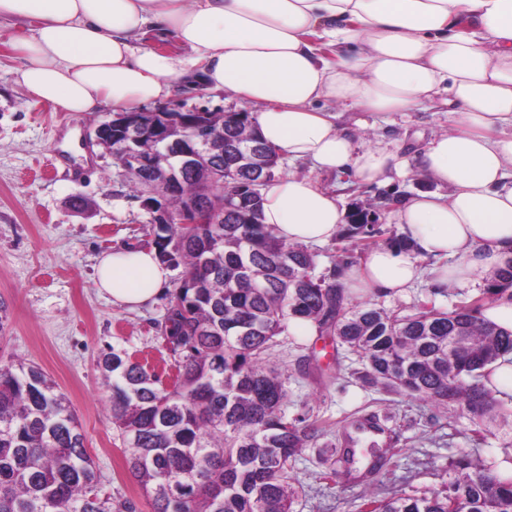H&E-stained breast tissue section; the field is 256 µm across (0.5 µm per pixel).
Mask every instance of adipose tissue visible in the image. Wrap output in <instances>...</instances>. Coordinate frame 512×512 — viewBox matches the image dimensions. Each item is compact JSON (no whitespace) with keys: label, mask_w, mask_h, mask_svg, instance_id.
I'll return each mask as SVG.
<instances>
[{"label":"adipose tissue","mask_w":512,"mask_h":512,"mask_svg":"<svg viewBox=\"0 0 512 512\" xmlns=\"http://www.w3.org/2000/svg\"><path fill=\"white\" fill-rule=\"evenodd\" d=\"M15 81L59 112L135 111L186 81L255 110L259 136L288 160L384 187L408 165L436 190L390 218L410 252L376 247L343 265L348 294H400L435 259L433 282L465 284L512 260V0H0ZM171 49L144 45L148 34ZM445 100L453 131L406 159L359 146L330 105L391 114ZM339 200L288 174L264 191L263 224L290 243L333 240ZM170 272L153 249H119L96 265L100 292L151 304Z\"/></svg>","instance_id":"1"}]
</instances>
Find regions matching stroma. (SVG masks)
Instances as JSON below:
<instances>
[{
	"mask_svg": "<svg viewBox=\"0 0 512 512\" xmlns=\"http://www.w3.org/2000/svg\"><path fill=\"white\" fill-rule=\"evenodd\" d=\"M14 65L0 59V301L7 307L0 359L37 365L58 384L82 426L103 493L131 500L136 512H152L128 472L130 450L112 425L110 393L97 360L115 348L164 373L169 359L160 325L168 297L130 310L113 304L95 283L101 253L146 246L149 213L128 175L95 141L96 127L112 118V110L54 111L15 83ZM341 120L363 145L382 142L410 155L453 128L441 102L391 115L348 109ZM279 172L312 177L347 210L433 187L413 167L386 187L360 186L304 162L281 161ZM487 280L479 274L472 284L438 288L426 274L405 294L377 295L373 301L405 314L425 307L448 310L485 296ZM267 364L285 379L288 417L327 423L295 456L292 512H362L363 495L381 499L440 486L449 479V462L463 452L495 474L512 475L501 426L454 404L438 406L365 382L366 359L334 337L277 336ZM369 413L386 420L392 462L380 474L366 475L368 449L358 444L350 471L336 470L352 420Z\"/></svg>",
	"mask_w": 512,
	"mask_h": 512,
	"instance_id": "1",
	"label": "stroma"
}]
</instances>
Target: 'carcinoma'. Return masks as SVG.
Instances as JSON below:
<instances>
[{"label": "carcinoma", "instance_id": "carcinoma-1", "mask_svg": "<svg viewBox=\"0 0 512 512\" xmlns=\"http://www.w3.org/2000/svg\"><path fill=\"white\" fill-rule=\"evenodd\" d=\"M210 133L229 136L240 162L207 159L224 173L214 195L190 172L168 202L176 214L192 198L224 217L192 229L155 224L147 246L182 268L169 292L163 334L174 360L171 386L126 353H102L112 424L131 446L128 470L152 512H291L288 480L297 450L322 428L290 419L280 374L266 367L274 338L291 319L335 336L368 361L364 377L396 391L454 403L483 415L495 401L484 369L512 352V332L482 316L484 302L449 311L402 314L367 303L351 306L339 272L316 273L315 255L262 224V190L279 156L265 146L268 177L256 184L245 162L263 145L250 112H205ZM174 120L168 142L184 143ZM385 205L355 207L347 236H385L370 216ZM512 288V264L491 274L487 293ZM455 478L419 494L370 497L369 512H512V477L473 464L465 454ZM99 476L69 400L36 365L0 361V512H135L129 500L98 490Z\"/></svg>", "mask_w": 512, "mask_h": 512}]
</instances>
